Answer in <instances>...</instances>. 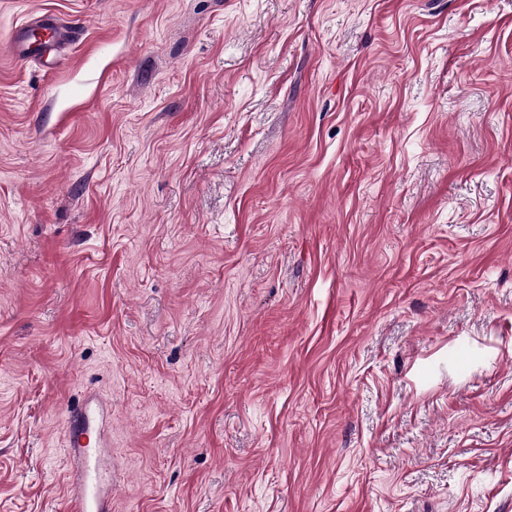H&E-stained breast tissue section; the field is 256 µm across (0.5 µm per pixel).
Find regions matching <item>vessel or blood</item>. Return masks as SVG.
Here are the masks:
<instances>
[{"instance_id": "vessel-or-blood-1", "label": "vessel or blood", "mask_w": 512, "mask_h": 512, "mask_svg": "<svg viewBox=\"0 0 512 512\" xmlns=\"http://www.w3.org/2000/svg\"><path fill=\"white\" fill-rule=\"evenodd\" d=\"M75 34L74 28L42 19L35 27L19 29L9 51L18 57L39 58L49 67L55 65L60 48ZM96 414L97 404L89 397L68 416L72 464L66 483L71 512H111L110 500L104 493L107 474L100 462L102 428Z\"/></svg>"}]
</instances>
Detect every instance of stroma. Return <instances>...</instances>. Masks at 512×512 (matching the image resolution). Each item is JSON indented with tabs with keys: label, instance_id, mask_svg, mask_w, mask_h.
Wrapping results in <instances>:
<instances>
[{
	"label": "stroma",
	"instance_id": "1",
	"mask_svg": "<svg viewBox=\"0 0 512 512\" xmlns=\"http://www.w3.org/2000/svg\"><path fill=\"white\" fill-rule=\"evenodd\" d=\"M89 395L112 512H512V0H0V512ZM40 32V38L33 33ZM76 30L65 27L50 19L39 20L34 27L19 29L10 44L12 55L38 57L46 67L55 65L60 48L74 37Z\"/></svg>",
	"mask_w": 512,
	"mask_h": 512
}]
</instances>
